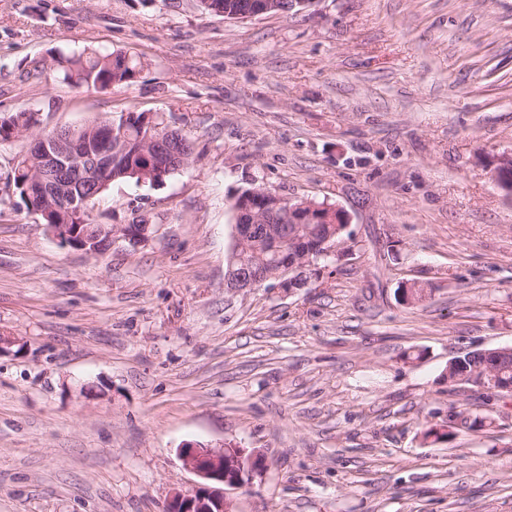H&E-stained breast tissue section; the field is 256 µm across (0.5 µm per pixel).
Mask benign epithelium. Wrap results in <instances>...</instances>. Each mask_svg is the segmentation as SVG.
Instances as JSON below:
<instances>
[{"mask_svg":"<svg viewBox=\"0 0 512 512\" xmlns=\"http://www.w3.org/2000/svg\"><path fill=\"white\" fill-rule=\"evenodd\" d=\"M281 13L279 0H250L244 11L232 16L234 20H244L259 15ZM42 143L44 165L40 170L28 171L27 183H37L45 187L39 199L25 192L29 211L40 217H48L49 212L79 215L91 211L93 197L78 195L68 181L53 179L56 174L66 175L76 172L87 183L103 184L112 176V144L124 140L123 131L116 126L101 123L88 124L82 129L55 128L45 130L39 137ZM154 158L152 166L145 170L149 177L156 175L153 166L159 161H172L182 167L187 162L179 160L172 151L168 136L157 133L148 140ZM497 185L509 196L512 195V154L497 158L494 168ZM234 212L250 219V226L233 229L234 241L238 249L246 247L248 237L256 224H267L280 215H288L295 224H313L322 219L319 207L312 200L284 198L276 192L261 187L234 199ZM46 231L61 244L85 250L90 237L88 232H79L69 224H47ZM130 239L129 224H100L95 236ZM268 281V276L243 267L236 279L227 278L231 287L238 289L254 288ZM475 388L500 395L511 394L512 384L489 380L481 376L470 380ZM184 467L196 475L198 482L192 489L174 493L167 503L166 512H231L224 498V487H234L242 483L246 473L263 467V460L248 455L244 449L232 445L214 447L201 442H187L180 448Z\"/></svg>","mask_w":512,"mask_h":512,"instance_id":"1","label":"benign epithelium"}]
</instances>
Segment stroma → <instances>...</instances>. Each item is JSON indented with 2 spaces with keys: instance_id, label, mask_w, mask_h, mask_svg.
I'll list each match as a JSON object with an SVG mask.
<instances>
[{
  "instance_id": "stroma-1",
  "label": "stroma",
  "mask_w": 512,
  "mask_h": 512,
  "mask_svg": "<svg viewBox=\"0 0 512 512\" xmlns=\"http://www.w3.org/2000/svg\"><path fill=\"white\" fill-rule=\"evenodd\" d=\"M123 52L106 91L57 50ZM43 127L159 112L195 159L121 183L102 254L61 246L6 184L0 142V512H164L187 442L262 456L233 512H512V397L449 390L451 357L512 348V0H319L229 20L196 0H0V115ZM342 207L310 287L237 292L232 200ZM418 283L422 302L399 300ZM487 426L423 436L463 408Z\"/></svg>"
}]
</instances>
